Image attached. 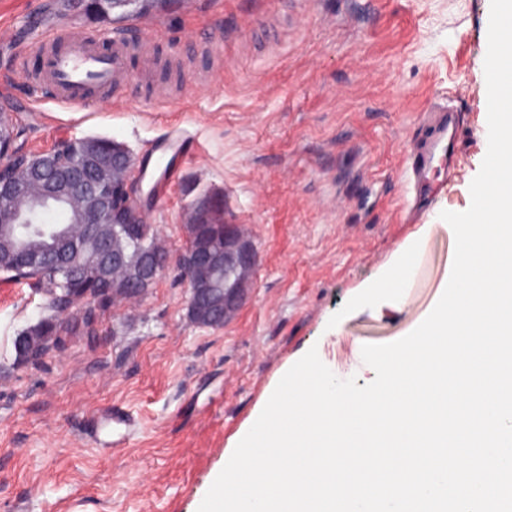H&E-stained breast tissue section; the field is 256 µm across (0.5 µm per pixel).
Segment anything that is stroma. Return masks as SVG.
Here are the masks:
<instances>
[{
  "label": "stroma",
  "instance_id": "35a3bbf8",
  "mask_svg": "<svg viewBox=\"0 0 512 512\" xmlns=\"http://www.w3.org/2000/svg\"><path fill=\"white\" fill-rule=\"evenodd\" d=\"M50 0H0V107L16 147L106 138L132 155L138 202L167 249L186 244L196 200L222 196L258 262L248 297L223 328L187 317L178 269L141 298L101 311L94 336L71 335L40 364L17 366L11 340L45 297L0 273V512H197L239 436L310 348L341 379L370 383L366 344L413 331L440 299L455 239L442 211L462 212L488 147L484 60L490 0H168L115 22ZM87 37L123 31L150 45L152 75L131 63L121 99L98 111L29 97L38 68L28 27ZM27 48L23 71L11 60ZM463 133L455 171L416 221L408 151L435 110ZM194 152L163 201L152 148L171 134ZM413 269L383 285L402 250ZM114 408L137 418L99 443Z\"/></svg>",
  "mask_w": 512,
  "mask_h": 512
}]
</instances>
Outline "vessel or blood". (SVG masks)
I'll use <instances>...</instances> for the list:
<instances>
[{"mask_svg": "<svg viewBox=\"0 0 512 512\" xmlns=\"http://www.w3.org/2000/svg\"><path fill=\"white\" fill-rule=\"evenodd\" d=\"M35 47L41 55L37 73L28 78L33 92L86 109L121 98L130 57H138L143 66L151 64L150 54L120 31L105 41L49 34L37 39ZM447 150L448 129L443 126L426 148L413 154L408 173L422 185H429L437 155Z\"/></svg>", "mask_w": 512, "mask_h": 512, "instance_id": "vessel-or-blood-1", "label": "vessel or blood"}]
</instances>
